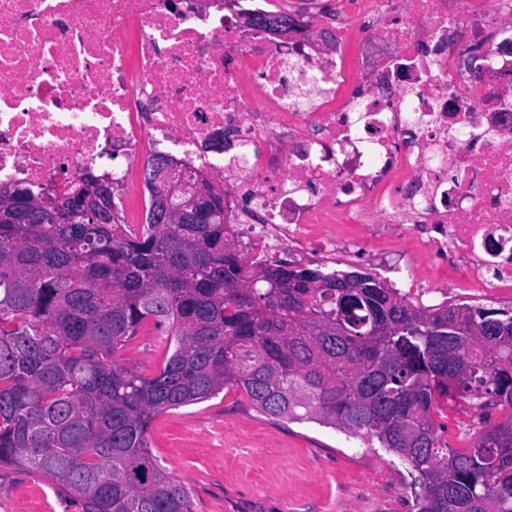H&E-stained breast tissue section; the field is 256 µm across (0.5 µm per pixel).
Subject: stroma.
I'll return each instance as SVG.
<instances>
[{"mask_svg":"<svg viewBox=\"0 0 512 512\" xmlns=\"http://www.w3.org/2000/svg\"><path fill=\"white\" fill-rule=\"evenodd\" d=\"M165 337L142 334L116 355L120 366L153 375ZM455 448L471 439L467 419L489 426L499 408L459 400L436 407ZM158 464L186 486L194 512H416L404 464L379 444L313 421L287 422L253 408L236 388L154 416L148 433ZM0 512H74L41 474L0 467Z\"/></svg>","mask_w":512,"mask_h":512,"instance_id":"obj_1","label":"stroma"}]
</instances>
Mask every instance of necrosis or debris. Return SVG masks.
Segmentation results:
<instances>
[{
    "label": "necrosis or debris",
    "instance_id": "necrosis-or-debris-1",
    "mask_svg": "<svg viewBox=\"0 0 512 512\" xmlns=\"http://www.w3.org/2000/svg\"><path fill=\"white\" fill-rule=\"evenodd\" d=\"M362 3L328 33L247 26L270 0H0V185L161 156L223 181L246 264L333 263L375 225L410 305L512 299V0Z\"/></svg>",
    "mask_w": 512,
    "mask_h": 512
}]
</instances>
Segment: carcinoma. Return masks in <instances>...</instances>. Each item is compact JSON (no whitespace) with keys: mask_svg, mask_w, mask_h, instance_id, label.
I'll use <instances>...</instances> for the list:
<instances>
[{"mask_svg":"<svg viewBox=\"0 0 512 512\" xmlns=\"http://www.w3.org/2000/svg\"><path fill=\"white\" fill-rule=\"evenodd\" d=\"M154 167L141 224L120 198L60 220L45 190L0 188V467L40 473L78 512H194L150 421L235 387L271 418L377 441L407 466L417 512H512V309L431 312L372 274L246 268L224 198L166 219ZM148 326L168 340L153 376L115 360ZM442 398L509 413L452 448Z\"/></svg>","mask_w":512,"mask_h":512,"instance_id":"obj_1","label":"carcinoma"}]
</instances>
